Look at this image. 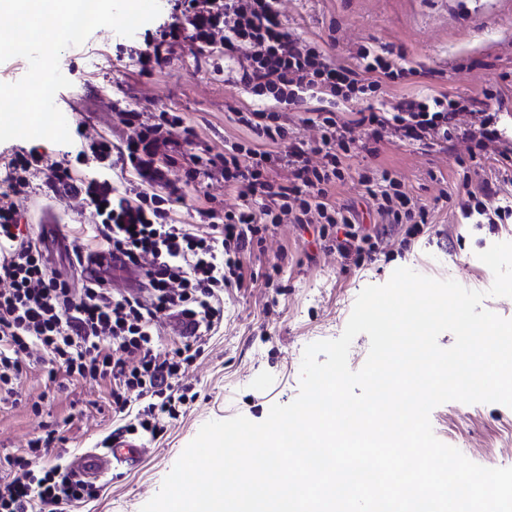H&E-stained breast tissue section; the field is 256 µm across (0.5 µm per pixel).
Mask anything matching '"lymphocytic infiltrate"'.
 I'll return each mask as SVG.
<instances>
[{
	"label": "lymphocytic infiltrate",
	"mask_w": 512,
	"mask_h": 512,
	"mask_svg": "<svg viewBox=\"0 0 512 512\" xmlns=\"http://www.w3.org/2000/svg\"><path fill=\"white\" fill-rule=\"evenodd\" d=\"M281 5L282 0H176L159 36H146L131 50L145 69L170 60L184 41L240 59L239 81L259 101L235 115L255 139L205 160L194 158L185 172L189 182L222 176L225 187L236 192L237 206L201 211L198 224L172 218L180 190L170 175L189 131L171 112L147 123L139 111H122L120 120L130 130L126 141L116 147L102 138L93 143L95 162L112 158L133 172L134 181L123 190L104 176L74 178L69 167L33 150L8 160L14 191L40 174L53 196L94 209L92 235L75 240L74 261L98 244L123 267L140 269L147 293H116L101 276L78 288L50 278L40 247L20 224V208L1 201L0 400L13 395L24 361L34 357L69 376L110 383L112 412L122 421L116 435L159 436L189 400L180 379L207 336L224 323L225 290L243 287V257L262 245L269 231L283 223L318 225L325 250L360 266L372 260L390 227L405 226L412 236L431 223V209L414 201L386 170L364 179L379 226L365 228L353 209L336 204L333 191L349 170L352 145L373 155L389 133L419 144L459 137L482 151L496 146L502 161H512V138L485 100L428 93L341 119L328 102L376 91L382 80L404 76L406 67L385 46L359 47L355 65H333L317 43L284 27ZM307 101L315 107L304 123L318 132L310 148L280 115ZM464 112L477 115V122L461 126ZM281 143L288 146L282 183L272 173L271 150ZM460 210L477 224L512 218V203L500 204L498 189L488 184L469 192ZM162 314L195 319L198 336L155 352L154 324ZM40 452L34 443L29 454L0 463L7 471L0 478V512H63L93 496V486L76 479L68 466L40 464Z\"/></svg>",
	"instance_id": "1"
}]
</instances>
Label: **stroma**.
<instances>
[{"mask_svg":"<svg viewBox=\"0 0 512 512\" xmlns=\"http://www.w3.org/2000/svg\"><path fill=\"white\" fill-rule=\"evenodd\" d=\"M282 21L321 45L336 63H352L358 46H387L402 54L404 66L411 68V75L378 91L337 103L335 110L346 121L367 107L387 106L401 97L444 92L478 98L500 74H512V0H286ZM122 41V35L100 27L82 45L62 52L59 66L70 85L59 90L54 101L73 139L68 144L46 139L0 142V192L8 189L3 163L20 150H36L83 178L98 176L99 166L76 161V133L83 129L121 142L128 130L115 113L119 107L149 116L173 112L183 117L194 136L186 160L175 171L179 178L188 157L220 154L226 144L251 142L252 132L224 109L228 98L246 106L254 102L238 82V59L209 57L188 44L169 62L144 72L118 51ZM379 148L377 156L359 152L349 158V174L336 188L338 204L355 207L363 223H373L361 176L385 168L424 203H432L440 189H447V208L417 235L391 231L377 259L361 267L324 251L314 225H280L262 249L246 256L248 280L244 287L226 291L224 326L210 337L182 379L197 394L191 408L163 436L147 440L136 467L114 471L100 481L95 496L74 504L70 512H140L204 423L238 415L259 423L272 405L291 403L299 393L305 347L338 338L359 293L366 286L385 284L397 268L453 279L473 290L491 287L493 273L478 255L493 244L512 242V222L468 224L458 204L467 190L496 180L499 164L494 154L484 152L469 161L467 145L459 140L427 147L393 137ZM182 193L177 218L187 224L199 223V210L209 208L212 198L236 201L225 195L220 180L183 186ZM16 201L47 258L49 274L80 287L83 277L71 263L69 241L89 223V209L52 197L39 177ZM275 265L281 274L265 282L264 273ZM430 421L440 441L474 463L512 467V408L449 401L432 410ZM118 425L109 386L62 371L51 380L44 367L34 363L26 367L15 401L0 403V458L23 454L30 441L58 428L63 438L53 443V453L68 463L74 455L101 447Z\"/></svg>","mask_w":512,"mask_h":512,"instance_id":"1","label":"stroma"}]
</instances>
